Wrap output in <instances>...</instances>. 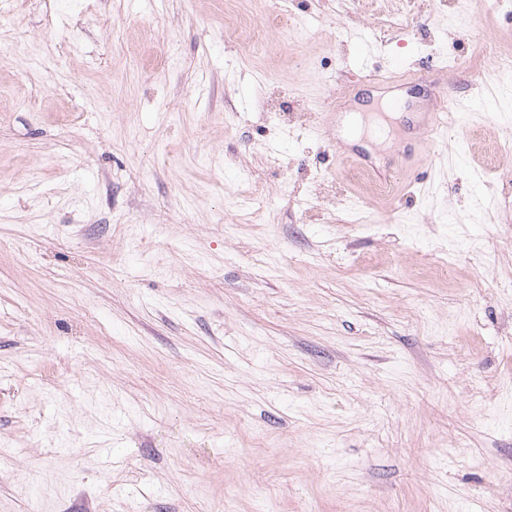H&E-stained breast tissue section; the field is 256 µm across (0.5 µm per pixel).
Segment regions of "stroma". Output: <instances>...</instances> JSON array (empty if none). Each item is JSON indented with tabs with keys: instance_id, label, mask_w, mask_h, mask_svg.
I'll return each instance as SVG.
<instances>
[{
	"instance_id": "stroma-1",
	"label": "stroma",
	"mask_w": 512,
	"mask_h": 512,
	"mask_svg": "<svg viewBox=\"0 0 512 512\" xmlns=\"http://www.w3.org/2000/svg\"><path fill=\"white\" fill-rule=\"evenodd\" d=\"M477 2L89 0L63 39L0 0V512H512V81L466 61ZM228 7L291 19L249 52ZM383 85L419 101L350 141ZM444 112H439L436 109L434 112H427L423 118L421 126V134L423 135L422 147L427 151L437 148L440 144L439 140L442 138L441 127Z\"/></svg>"
}]
</instances>
